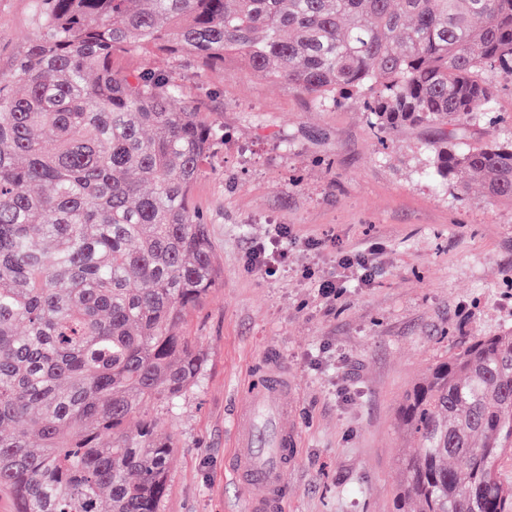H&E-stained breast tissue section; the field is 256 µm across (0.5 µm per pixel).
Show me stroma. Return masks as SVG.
<instances>
[{
    "label": "stroma",
    "mask_w": 512,
    "mask_h": 512,
    "mask_svg": "<svg viewBox=\"0 0 512 512\" xmlns=\"http://www.w3.org/2000/svg\"><path fill=\"white\" fill-rule=\"evenodd\" d=\"M43 34L36 0H0V74ZM112 65L173 72L182 100L224 125L192 190L220 273L182 328L205 371L153 410L177 441L159 512H246L230 427L270 354L288 372L299 438L286 512H393L412 451L398 427L406 392L468 337L512 327V204L477 182L464 197L436 183L441 128L378 138L359 99L321 106L230 59L201 67L131 52ZM258 242L287 251L275 275L251 266ZM358 253L373 259L370 282L345 280L324 303L319 281Z\"/></svg>",
    "instance_id": "35a3bbf8"
}]
</instances>
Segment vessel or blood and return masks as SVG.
Masks as SVG:
<instances>
[{
    "label": "vessel or blood",
    "mask_w": 512,
    "mask_h": 512,
    "mask_svg": "<svg viewBox=\"0 0 512 512\" xmlns=\"http://www.w3.org/2000/svg\"><path fill=\"white\" fill-rule=\"evenodd\" d=\"M234 415L231 474L253 489L250 512H283L288 500V472L298 454V435L288 419V381L266 362L262 381Z\"/></svg>",
    "instance_id": "1"
}]
</instances>
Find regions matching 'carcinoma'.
<instances>
[{
	"mask_svg": "<svg viewBox=\"0 0 512 512\" xmlns=\"http://www.w3.org/2000/svg\"><path fill=\"white\" fill-rule=\"evenodd\" d=\"M39 8L45 37L0 78V490L15 512H159L176 443L148 411L204 371L181 328L219 272L192 189L224 127L175 107L170 73L112 54L234 57L318 102L362 99L381 132L452 126L434 176L512 202V139L464 126L494 107L488 73L512 76V0ZM399 421L416 448L395 512H512L496 468L512 456V327L432 364Z\"/></svg>",
	"mask_w": 512,
	"mask_h": 512,
	"instance_id": "carcinoma-1",
	"label": "carcinoma"
}]
</instances>
